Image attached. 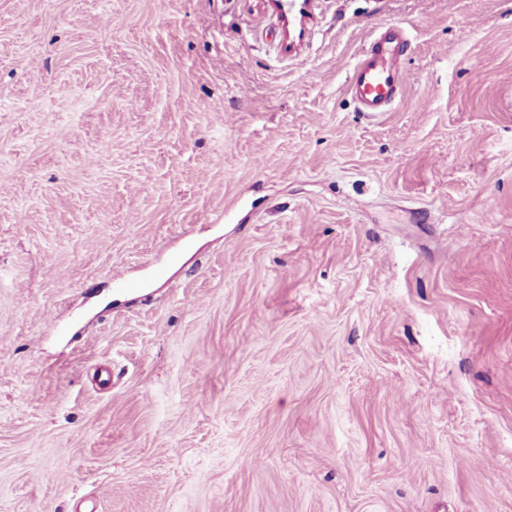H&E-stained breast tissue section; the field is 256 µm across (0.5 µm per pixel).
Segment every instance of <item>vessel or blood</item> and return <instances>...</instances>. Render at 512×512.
Here are the masks:
<instances>
[{
	"instance_id": "vessel-or-blood-1",
	"label": "vessel or blood",
	"mask_w": 512,
	"mask_h": 512,
	"mask_svg": "<svg viewBox=\"0 0 512 512\" xmlns=\"http://www.w3.org/2000/svg\"><path fill=\"white\" fill-rule=\"evenodd\" d=\"M408 39L396 23L382 24L353 66L348 91L360 112L371 119L383 117L400 98L407 74L402 67Z\"/></svg>"
}]
</instances>
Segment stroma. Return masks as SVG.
I'll use <instances>...</instances> for the list:
<instances>
[{"mask_svg":"<svg viewBox=\"0 0 512 512\" xmlns=\"http://www.w3.org/2000/svg\"><path fill=\"white\" fill-rule=\"evenodd\" d=\"M309 12L0 0V512H512V0ZM408 39L396 23H384L375 32L369 47L353 66L348 91L360 112L379 119L401 97L407 74L402 67Z\"/></svg>","mask_w":512,"mask_h":512,"instance_id":"obj_1","label":"stroma"}]
</instances>
